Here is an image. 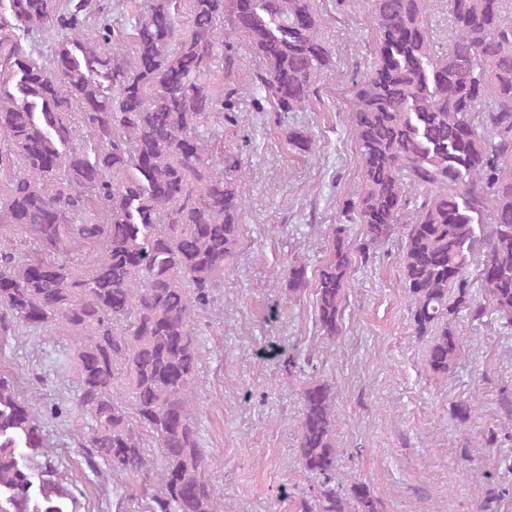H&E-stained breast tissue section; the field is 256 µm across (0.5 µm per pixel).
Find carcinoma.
<instances>
[{
	"instance_id": "cac0c4a2",
	"label": "carcinoma",
	"mask_w": 512,
	"mask_h": 512,
	"mask_svg": "<svg viewBox=\"0 0 512 512\" xmlns=\"http://www.w3.org/2000/svg\"><path fill=\"white\" fill-rule=\"evenodd\" d=\"M512 0H447L448 50L435 48L432 0H368L373 61L351 82L346 119L360 183L316 274L291 260L288 296L312 292L320 335L342 330L352 264L398 236V260L427 369L470 350L463 317L512 329ZM112 0H0V227L35 251L0 249V336L20 328L76 340L77 390L42 406L0 373V512H78L45 445L44 417L77 414L87 468L131 481L146 512H223L202 448L197 315L211 308L242 247L240 159L209 150L215 115L248 93L277 120L312 107L335 67L317 0H146L115 48ZM57 39L45 56L38 38ZM259 59L237 79L241 46ZM223 66L224 88L211 82ZM287 144L316 149L303 129ZM361 225L351 248L347 225ZM96 250L90 269L66 256ZM335 387L302 392L299 455L318 476L297 512H380L370 485L336 487ZM475 400L453 408L464 424ZM158 449V456L147 449ZM44 461L39 462L37 458Z\"/></svg>"
}]
</instances>
